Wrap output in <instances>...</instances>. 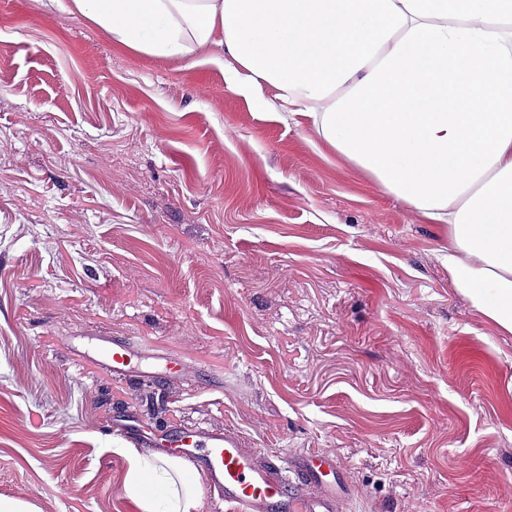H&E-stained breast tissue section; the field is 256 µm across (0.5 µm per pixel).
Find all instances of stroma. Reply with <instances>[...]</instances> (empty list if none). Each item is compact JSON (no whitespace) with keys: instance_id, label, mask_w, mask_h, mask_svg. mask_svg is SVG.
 <instances>
[{"instance_id":"1","label":"stroma","mask_w":512,"mask_h":512,"mask_svg":"<svg viewBox=\"0 0 512 512\" xmlns=\"http://www.w3.org/2000/svg\"><path fill=\"white\" fill-rule=\"evenodd\" d=\"M234 65L0 0V496L139 512L134 419L333 455L348 512H512V334L455 288L447 226ZM95 338L190 371L113 374Z\"/></svg>"}]
</instances>
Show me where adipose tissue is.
Here are the masks:
<instances>
[{
	"label": "adipose tissue",
	"instance_id": "obj_1",
	"mask_svg": "<svg viewBox=\"0 0 512 512\" xmlns=\"http://www.w3.org/2000/svg\"><path fill=\"white\" fill-rule=\"evenodd\" d=\"M132 51L223 45L387 193L447 225L448 270L512 334V0H57ZM141 512H203L183 459L122 449Z\"/></svg>",
	"mask_w": 512,
	"mask_h": 512
}]
</instances>
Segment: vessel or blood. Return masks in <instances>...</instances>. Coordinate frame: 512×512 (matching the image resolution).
<instances>
[{
    "label": "vessel or blood",
    "mask_w": 512,
    "mask_h": 512,
    "mask_svg": "<svg viewBox=\"0 0 512 512\" xmlns=\"http://www.w3.org/2000/svg\"><path fill=\"white\" fill-rule=\"evenodd\" d=\"M90 348L118 374L171 379L183 370L161 354L123 342L98 340ZM168 445L179 456L199 461L234 512H347L350 487L337 481L332 457H298L280 466L243 447L236 433L220 429L181 430L170 436Z\"/></svg>",
    "instance_id": "vessel-or-blood-1"
}]
</instances>
